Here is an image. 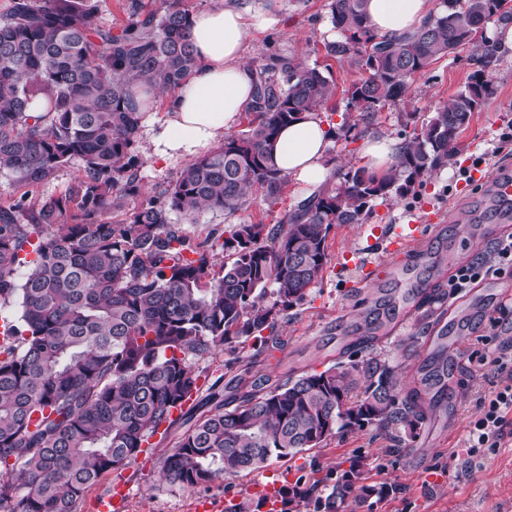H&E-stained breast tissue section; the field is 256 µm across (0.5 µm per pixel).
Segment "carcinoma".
<instances>
[{"label":"carcinoma","instance_id":"cac0c4a2","mask_svg":"<svg viewBox=\"0 0 512 512\" xmlns=\"http://www.w3.org/2000/svg\"><path fill=\"white\" fill-rule=\"evenodd\" d=\"M505 2L441 0L422 26L385 37L370 25L367 0H332L342 40L326 51L368 73L347 89L348 106L365 116L469 45L482 49V70L404 140L389 172L350 168L277 224H238L196 243L174 217L233 214L259 189L276 197L287 184L271 158L279 130L327 105L336 84L315 66L271 55L253 71L248 128L150 195L135 151L149 109L139 89L175 87L195 68L190 14L178 0L147 13L142 0H126L127 21L115 32L92 25L102 0H10L0 13V171L27 191L0 206V309L16 308L0 339V512H78L89 487L179 421L186 429L162 477L184 489L319 448L340 429L416 434L424 398L447 394L448 373L420 372L402 397L394 369L374 357L284 382L240 376L231 410L213 397L208 410L181 405L199 392L193 360L248 340L257 356L278 345V322L328 263L334 225L361 223L373 202L415 192L421 177L454 160L491 93L483 70L498 61L497 46L476 33L494 17L512 21ZM73 162L80 175L63 194L30 197ZM140 196L129 218L112 223ZM395 311L370 310L366 330ZM363 480V462L352 458L328 493L318 480L279 490L280 512H338L352 495L394 491Z\"/></svg>","mask_w":512,"mask_h":512}]
</instances>
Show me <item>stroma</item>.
<instances>
[{
  "label": "stroma",
  "instance_id": "obj_1",
  "mask_svg": "<svg viewBox=\"0 0 512 512\" xmlns=\"http://www.w3.org/2000/svg\"><path fill=\"white\" fill-rule=\"evenodd\" d=\"M230 2L241 10L270 12L277 18L269 30L248 38L244 54L251 65L279 53L318 67L334 81L336 95L321 111L334 132L329 149L332 186L341 172L363 166L365 140L408 139L431 112L448 104L479 67L475 48L448 55L417 76L402 98L368 118L347 107L346 90L360 76L353 60L326 54V44L340 38L331 22V0ZM486 78L493 93L462 133L455 162L424 175L415 195L375 202L363 223L333 227L327 239L329 261L322 274L305 299L278 323L279 348L260 355L247 345L217 348L197 363L200 395H208L214 386L229 389L233 374L225 364L235 358L248 365L250 375L266 374L284 381L324 370L341 354H353L359 340L361 302L377 299L383 288L394 286L401 292L407 288L403 282L392 284L387 270L378 271L369 283L353 267L354 249H377L380 234L393 233L408 220H422L418 240L399 260L404 265L417 263L428 285L446 288L458 268L484 259L500 236L512 233V223L499 220L487 204L491 183L486 179L490 173L512 174V51H500L497 65L487 71ZM306 196L293 183L274 201L256 191L237 212L203 213L186 230L199 242L209 231L221 232L235 224H274ZM433 209L450 211L449 220L425 223ZM478 291L483 296L478 311H471L463 296H445L413 308L407 316H396L370 348L379 360L394 367L402 388L407 389L434 336L445 331L459 334L460 345L448 361V397L426 408L415 438L398 442L391 432L372 425L350 429L329 438L322 447L271 459L261 470L188 490L161 476L163 462L182 433L175 426L166 435L152 437L148 451L129 465L102 477L87 491L78 512H94V500L116 480L128 487L127 512H194L201 499L226 506L243 503L252 500L255 485L309 483L325 478L355 456L364 459L368 482L387 481L394 491L383 498H348L338 512H512V442L481 453L472 471L461 465L468 425L480 414V399L500 382L490 353L495 346L512 341V278H486Z\"/></svg>",
  "mask_w": 512,
  "mask_h": 512
}]
</instances>
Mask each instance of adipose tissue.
Here are the masks:
<instances>
[{
	"mask_svg": "<svg viewBox=\"0 0 512 512\" xmlns=\"http://www.w3.org/2000/svg\"><path fill=\"white\" fill-rule=\"evenodd\" d=\"M434 8L433 0H368L370 23L392 37L419 27ZM271 15L249 13L213 0L190 17V40L198 65L173 90L151 87L152 111L164 121L150 127V156L155 160L188 158L208 149L235 127L252 100L253 70L244 59V43L267 30ZM333 135L319 112L310 111L284 127L272 148L273 162L300 186L321 187L330 177L328 146Z\"/></svg>",
	"mask_w": 512,
	"mask_h": 512,
	"instance_id": "adipose-tissue-1",
	"label": "adipose tissue"
}]
</instances>
